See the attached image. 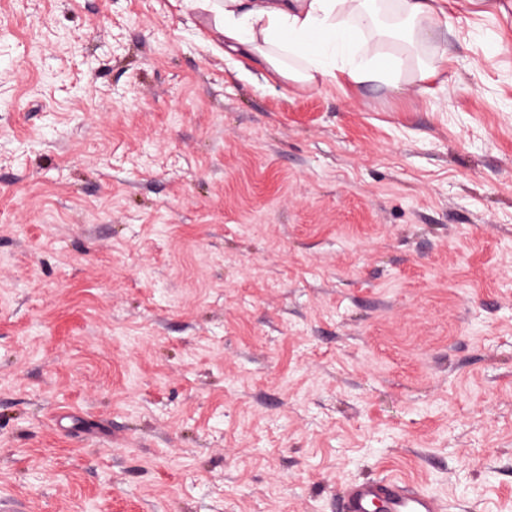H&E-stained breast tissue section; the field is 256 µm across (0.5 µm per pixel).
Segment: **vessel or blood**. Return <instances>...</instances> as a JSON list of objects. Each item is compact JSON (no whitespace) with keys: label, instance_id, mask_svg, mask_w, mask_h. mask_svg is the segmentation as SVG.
<instances>
[{"label":"vessel or blood","instance_id":"obj_1","mask_svg":"<svg viewBox=\"0 0 512 512\" xmlns=\"http://www.w3.org/2000/svg\"><path fill=\"white\" fill-rule=\"evenodd\" d=\"M337 512H444L433 495L395 479H366L338 495Z\"/></svg>","mask_w":512,"mask_h":512}]
</instances>
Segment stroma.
<instances>
[{
  "label": "stroma",
  "instance_id": "stroma-1",
  "mask_svg": "<svg viewBox=\"0 0 512 512\" xmlns=\"http://www.w3.org/2000/svg\"><path fill=\"white\" fill-rule=\"evenodd\" d=\"M446 10L421 92L0 0V512H512V0ZM433 495L395 479H366L338 494L336 512H443Z\"/></svg>",
  "mask_w": 512,
  "mask_h": 512
}]
</instances>
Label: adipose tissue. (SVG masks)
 <instances>
[{
  "label": "adipose tissue",
  "instance_id": "ef3b65f1",
  "mask_svg": "<svg viewBox=\"0 0 512 512\" xmlns=\"http://www.w3.org/2000/svg\"><path fill=\"white\" fill-rule=\"evenodd\" d=\"M226 50L248 57L276 81L317 85L403 84L427 91L448 74L444 0H396L406 50L383 52L391 33L380 22L382 0H195ZM432 45L428 59L411 48Z\"/></svg>",
  "mask_w": 512,
  "mask_h": 512
}]
</instances>
